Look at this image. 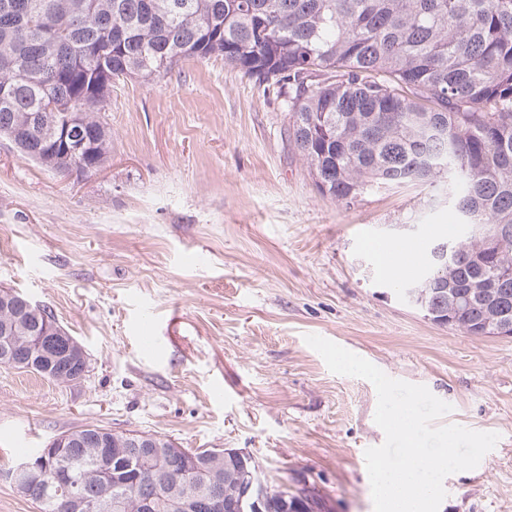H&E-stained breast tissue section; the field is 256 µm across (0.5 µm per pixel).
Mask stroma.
<instances>
[{
    "instance_id": "1",
    "label": "stroma",
    "mask_w": 512,
    "mask_h": 512,
    "mask_svg": "<svg viewBox=\"0 0 512 512\" xmlns=\"http://www.w3.org/2000/svg\"><path fill=\"white\" fill-rule=\"evenodd\" d=\"M102 118L108 159L78 180L0 138V286L50 309L89 360L69 384L0 367V472L100 425L236 448L268 485L374 512L376 390L330 372L317 334L428 387L452 407L441 424L499 434L445 478L439 512H512V338L436 325L367 249L445 236L441 193L321 195L281 102L216 56L113 82Z\"/></svg>"
}]
</instances>
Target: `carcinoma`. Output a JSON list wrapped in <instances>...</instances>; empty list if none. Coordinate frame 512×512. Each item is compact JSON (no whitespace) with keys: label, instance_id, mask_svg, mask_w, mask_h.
Listing matches in <instances>:
<instances>
[{"label":"carcinoma","instance_id":"cac0c4a2","mask_svg":"<svg viewBox=\"0 0 512 512\" xmlns=\"http://www.w3.org/2000/svg\"><path fill=\"white\" fill-rule=\"evenodd\" d=\"M224 62L280 99L291 114L289 138L322 194L350 204L380 189L432 186L445 165L461 190L456 217L468 213L484 232L455 242L465 261L448 268V298L419 289L427 306L448 312L446 326L499 335L512 327V0H0V133L38 160L68 166L33 112H84V166L107 159L95 123L106 96L101 72L144 82L186 58ZM50 354L33 373L65 383L79 369L65 345L42 337ZM99 425L48 443L31 457L43 478L28 499L39 512H70L46 486L65 465L94 504L92 512H138L135 494L172 478L219 495L223 512L244 485L264 482L253 456L236 449L177 448L158 436L153 460L132 457ZM304 512H330L312 491Z\"/></svg>","mask_w":512,"mask_h":512}]
</instances>
